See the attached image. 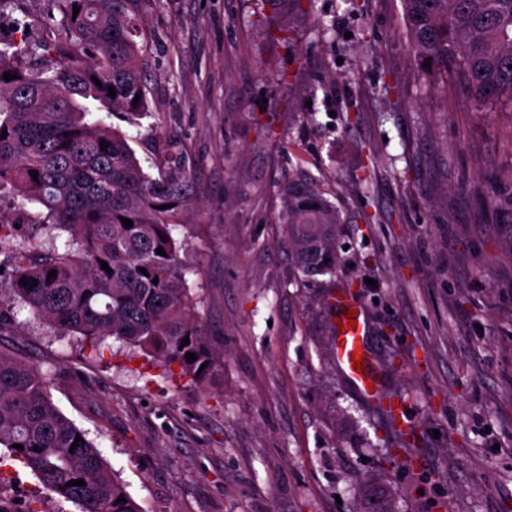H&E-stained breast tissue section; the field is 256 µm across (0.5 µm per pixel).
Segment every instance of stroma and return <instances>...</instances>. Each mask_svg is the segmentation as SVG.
Listing matches in <instances>:
<instances>
[{
  "instance_id": "1",
  "label": "stroma",
  "mask_w": 512,
  "mask_h": 512,
  "mask_svg": "<svg viewBox=\"0 0 512 512\" xmlns=\"http://www.w3.org/2000/svg\"><path fill=\"white\" fill-rule=\"evenodd\" d=\"M149 111L111 117L152 176L189 170L175 231L224 363L202 385L108 338L61 336L0 295V352L39 365L144 512H512V109L422 72L403 0H137ZM54 0H0V36L53 39ZM317 179L342 218L334 275L304 279L280 186ZM0 268L64 247L39 209L0 202ZM372 326L412 462L332 356L331 293ZM12 512H79L15 461Z\"/></svg>"
}]
</instances>
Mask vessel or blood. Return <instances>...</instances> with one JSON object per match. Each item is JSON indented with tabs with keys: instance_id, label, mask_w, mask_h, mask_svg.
Segmentation results:
<instances>
[{
	"instance_id": "b4317fda",
	"label": "vessel or blood",
	"mask_w": 512,
	"mask_h": 512,
	"mask_svg": "<svg viewBox=\"0 0 512 512\" xmlns=\"http://www.w3.org/2000/svg\"><path fill=\"white\" fill-rule=\"evenodd\" d=\"M331 306L335 307L338 317L346 313H354L356 325L347 331H336L333 341V359L337 367L350 382L367 398L376 399L381 395L377 383L376 372L368 355V336L370 325L363 313L358 310L359 304L353 298L336 293L330 297ZM361 353L363 359L360 365H353V353Z\"/></svg>"
}]
</instances>
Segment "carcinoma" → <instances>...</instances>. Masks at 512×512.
Returning <instances> with one entry per match:
<instances>
[{"instance_id":"carcinoma-1","label":"carcinoma","mask_w":512,"mask_h":512,"mask_svg":"<svg viewBox=\"0 0 512 512\" xmlns=\"http://www.w3.org/2000/svg\"><path fill=\"white\" fill-rule=\"evenodd\" d=\"M56 2L62 19L53 42L0 45V133L7 132L0 139V191L40 205L46 223L70 239L64 251L40 262L19 251L9 290L61 334H79L96 348L113 337L163 368L179 364L183 375L203 383L220 357L190 296L191 267L172 234L182 208L195 199L192 176H150L122 131L88 119L104 110L135 125L147 113L146 46L137 42L135 0ZM403 5L414 53L419 63L430 61L426 74L443 73L468 86L480 108L512 107V0ZM280 195L286 243L299 272L310 278L334 273L340 218L321 185L292 181ZM123 217L133 226L125 227ZM160 246L166 255L156 253ZM104 262L111 271L102 269ZM188 352L195 361L187 362ZM0 448L44 490L81 512H143L85 431L55 405L41 369L1 352ZM80 479L85 485L66 486Z\"/></svg>"}]
</instances>
